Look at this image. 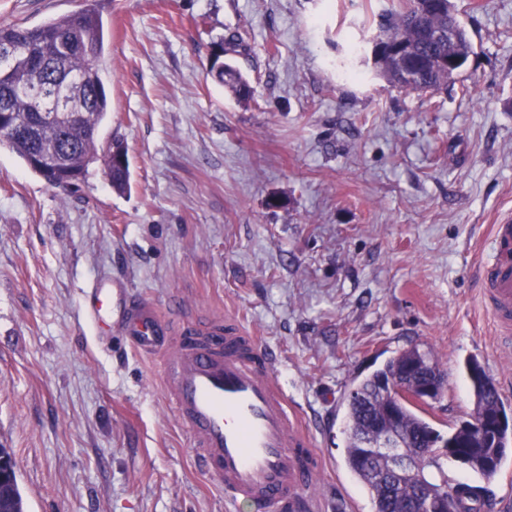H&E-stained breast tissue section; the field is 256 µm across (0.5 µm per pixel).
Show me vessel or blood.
Segmentation results:
<instances>
[{"label": "vessel or blood", "instance_id": "b4317fda", "mask_svg": "<svg viewBox=\"0 0 512 512\" xmlns=\"http://www.w3.org/2000/svg\"><path fill=\"white\" fill-rule=\"evenodd\" d=\"M482 291L501 344L512 345V219L492 230ZM87 308L96 328L112 320V290L99 282ZM130 345L161 357L167 402L187 431L196 461L232 503L255 512H299L311 477L312 437L279 385L277 357L235 323L181 326L178 336L149 305L122 314Z\"/></svg>", "mask_w": 512, "mask_h": 512}]
</instances>
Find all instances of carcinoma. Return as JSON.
I'll use <instances>...</instances> for the list:
<instances>
[{
  "mask_svg": "<svg viewBox=\"0 0 512 512\" xmlns=\"http://www.w3.org/2000/svg\"><path fill=\"white\" fill-rule=\"evenodd\" d=\"M373 23L377 72L400 92L434 96L448 90V83L454 78L440 61L451 53L465 64L473 53L452 0H402V4L375 15ZM450 27L457 35L451 49ZM105 41L97 0L33 28L0 25V49L8 47L13 51L10 65L0 69V109H7L23 124L37 125L34 139L0 138V148L10 150L27 164L32 153L45 145H56L69 156L75 175L85 177L89 164L98 159V133L108 112L107 93L98 68ZM396 47L408 52L409 77L388 64V54ZM211 73L238 99L251 97L249 81L230 63H224L222 68L211 67ZM69 81L74 82L72 94L80 102V111L90 113V119L75 131L63 120L42 122L39 116L41 112L60 111L59 87ZM106 169L113 189H128L129 167L108 165ZM437 376H442L438 365L419 350L409 348L360 379L348 394L345 461L368 489L375 512H444L448 500L453 502L454 512H474L478 493L463 483L448 485L441 472L442 449L432 444L454 441L466 445V458L460 464L486 479L497 473L507 449L512 447V436L505 432L494 448L479 436L477 423L484 414L503 409L496 383L487 374L484 381L473 385L476 404L470 418L456 424L446 435L436 429L424 415V401L408 392L413 383L428 382ZM391 378L406 381L408 386L400 393L385 396L381 384ZM389 408L396 416L395 427L414 467L413 475L397 486L381 477L387 460L369 461L362 448L369 430L389 422ZM0 509L26 512L18 479L0 485Z\"/></svg>",
  "mask_w": 512,
  "mask_h": 512,
  "instance_id": "carcinoma-1",
  "label": "carcinoma"
}]
</instances>
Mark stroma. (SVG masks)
<instances>
[{"instance_id":"obj_1","label":"stroma","mask_w":512,"mask_h":512,"mask_svg":"<svg viewBox=\"0 0 512 512\" xmlns=\"http://www.w3.org/2000/svg\"><path fill=\"white\" fill-rule=\"evenodd\" d=\"M83 2L0 0V24ZM101 3L100 140L125 146L128 191L98 161L69 194L0 149V447L28 512H253L196 467L157 357L116 327L101 349L85 300L102 280L161 321L228 319L277 353L321 462L312 512H374L345 462V399L402 350L445 374L437 429L474 407L471 358L512 415V346L479 280L512 212V0H454L474 52L434 97L375 74L369 10L391 0ZM233 35L246 101L210 72ZM441 464L512 512V450L489 480Z\"/></svg>"}]
</instances>
